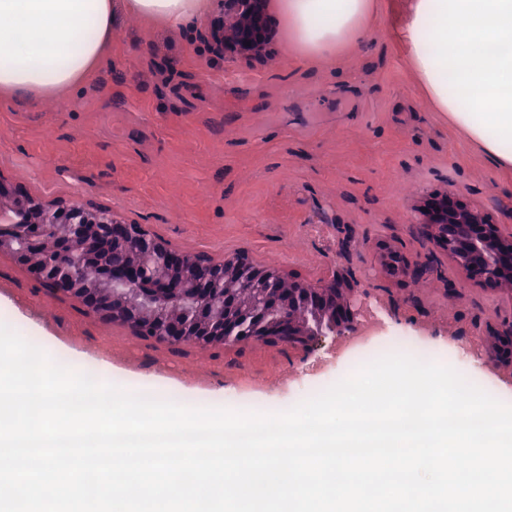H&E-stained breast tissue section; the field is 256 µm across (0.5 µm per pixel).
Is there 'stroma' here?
<instances>
[{"label": "stroma", "instance_id": "stroma-1", "mask_svg": "<svg viewBox=\"0 0 512 512\" xmlns=\"http://www.w3.org/2000/svg\"><path fill=\"white\" fill-rule=\"evenodd\" d=\"M404 0H374L362 40L311 60L291 42L279 0L250 56L218 52L209 20L171 28L117 13L95 76L61 96L0 104V178L34 197L87 202L142 224L170 248L221 260L245 251L304 278L337 266L416 336L414 358L463 369L453 343L512 318V303L469 282L418 233L424 197L462 192L512 233V169L488 163L417 85L399 38ZM433 257L424 285L381 271V248ZM0 323L52 361L132 393L271 413L318 395L390 355L384 345L332 357L340 337L305 352L247 342L201 348L144 339L53 293L0 254ZM466 370V369H463ZM471 384L512 405V377L488 363Z\"/></svg>", "mask_w": 512, "mask_h": 512}]
</instances>
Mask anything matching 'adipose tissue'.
I'll use <instances>...</instances> for the list:
<instances>
[{
    "mask_svg": "<svg viewBox=\"0 0 512 512\" xmlns=\"http://www.w3.org/2000/svg\"><path fill=\"white\" fill-rule=\"evenodd\" d=\"M120 9L179 27L209 0H0V103L85 84ZM281 9L295 45L328 59L361 37L369 0H281ZM402 39L434 108L493 165L512 168V0H408Z\"/></svg>",
    "mask_w": 512,
    "mask_h": 512,
    "instance_id": "adipose-tissue-1",
    "label": "adipose tissue"
}]
</instances>
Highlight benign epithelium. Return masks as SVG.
Segmentation results:
<instances>
[{"instance_id":"1","label":"benign epithelium","mask_w":512,"mask_h":512,"mask_svg":"<svg viewBox=\"0 0 512 512\" xmlns=\"http://www.w3.org/2000/svg\"><path fill=\"white\" fill-rule=\"evenodd\" d=\"M264 6L265 0H224V19L231 18L233 23L213 27L220 47L239 55L257 53L267 40ZM0 200L8 202L17 213H30L35 223L54 232L57 241L55 249L34 260L30 255L34 238L1 225L0 253L10 254L51 291L78 299L103 321L122 323L138 335L151 336L162 343L188 342L203 348L260 341L286 343L310 351L326 333L321 309L332 299L341 305L332 332L348 336L357 330L358 284L336 266L327 268L317 279H305L281 268H269L242 251L231 256L232 263L226 268L222 261L176 251L143 225L120 220L108 210L88 204L45 202L20 187L8 186L1 177ZM420 212L424 216L419 225L423 238L446 253L469 280L512 300V233H503L488 213L459 193L433 195L424 200ZM102 239L131 246L136 265L100 264L92 283L73 287L78 266L94 263V246ZM421 262L427 264L429 260ZM421 262H411L390 249L382 271L393 278H406ZM226 276L253 285L270 307L275 304L278 289L288 283L305 312L304 320L282 322L263 310L250 323L233 325L216 314L206 335L189 336L187 324L159 316L173 302L189 307L207 303L209 294L216 285L224 284ZM144 279L153 283V292L137 293L139 301L127 302L122 310L112 308V297L120 294V289Z\"/></svg>"}]
</instances>
